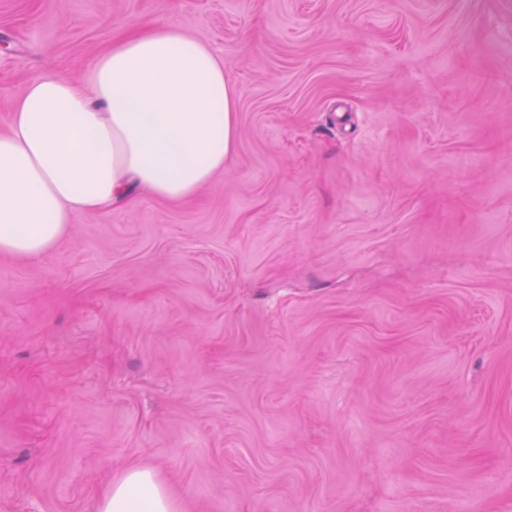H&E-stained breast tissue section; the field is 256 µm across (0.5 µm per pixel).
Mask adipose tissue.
Wrapping results in <instances>:
<instances>
[{
    "label": "adipose tissue",
    "mask_w": 512,
    "mask_h": 512,
    "mask_svg": "<svg viewBox=\"0 0 512 512\" xmlns=\"http://www.w3.org/2000/svg\"><path fill=\"white\" fill-rule=\"evenodd\" d=\"M235 87L220 48L177 25L129 31L77 82L50 69L27 82L0 134V254L32 261L74 213L194 196L237 143ZM98 512H178L147 468L125 471Z\"/></svg>",
    "instance_id": "obj_1"
}]
</instances>
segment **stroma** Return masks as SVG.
Instances as JSON below:
<instances>
[{
  "mask_svg": "<svg viewBox=\"0 0 512 512\" xmlns=\"http://www.w3.org/2000/svg\"><path fill=\"white\" fill-rule=\"evenodd\" d=\"M168 21L237 150L0 254V512H512V0H0V133ZM97 512H178L168 488L147 468L125 471L103 494Z\"/></svg>",
  "mask_w": 512,
  "mask_h": 512,
  "instance_id": "stroma-1",
  "label": "stroma"
}]
</instances>
